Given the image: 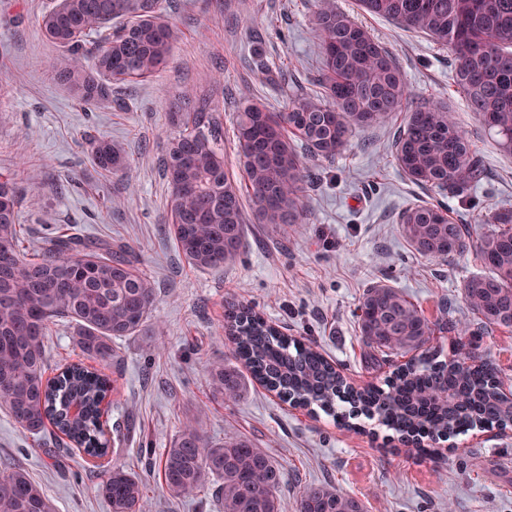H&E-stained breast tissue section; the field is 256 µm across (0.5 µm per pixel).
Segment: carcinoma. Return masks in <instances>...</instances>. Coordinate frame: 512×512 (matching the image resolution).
<instances>
[{
	"mask_svg": "<svg viewBox=\"0 0 512 512\" xmlns=\"http://www.w3.org/2000/svg\"><path fill=\"white\" fill-rule=\"evenodd\" d=\"M361 8L427 35L448 48L454 81L488 131L512 152V0H359ZM315 31L322 48L318 94L291 96L273 112L249 99L236 113L238 155L254 223L272 230L308 220L310 164L332 161L353 133L388 122L412 91L391 52L361 25L316 0ZM163 0H59L36 18L43 34L67 54L59 77L84 105L112 99V86L155 76L169 64L176 39L161 18ZM95 35L94 48L86 38ZM189 110L167 113L178 128L163 159L176 245L189 265L220 270L241 256L246 214L237 181L225 171L224 118L212 96L185 93ZM96 167L125 173L129 163L112 142L90 137ZM394 159L420 186L465 193L484 176L481 158L452 113L439 104L418 106L399 129ZM33 189L20 175L0 176V404L31 436L51 422L61 444L88 461L109 455L112 436L103 416L119 393L112 378L83 361L45 377L51 325L65 317L80 327L86 358L110 364L112 341L142 333L152 318L155 283L135 251L118 241L85 243L77 235H48L35 252L21 248L19 201ZM482 231L458 224L441 202L404 209L401 234L422 257L441 260L471 250L488 273L463 287L472 318L432 322L401 290L369 287L359 305V329L372 363L392 354L418 353L383 387L350 385L326 357L278 332L247 306L228 305L225 329L233 363L208 368L212 394L227 402L254 383L301 407L335 414L347 403L403 439L436 440L469 430L512 426V399L499 391L497 368L458 350L432 346L435 333L455 346L463 336L512 330V208H490ZM162 485L174 498L209 488L219 512H286L281 465L246 438L207 440L188 420L160 459ZM95 493L110 512H143L145 487L114 461L98 473ZM0 512H52L27 472L0 473ZM296 512H366L361 499L329 484L303 487Z\"/></svg>",
	"mask_w": 512,
	"mask_h": 512,
	"instance_id": "1",
	"label": "carcinoma"
}]
</instances>
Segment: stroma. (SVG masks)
<instances>
[{
  "instance_id": "1",
  "label": "stroma",
  "mask_w": 512,
  "mask_h": 512,
  "mask_svg": "<svg viewBox=\"0 0 512 512\" xmlns=\"http://www.w3.org/2000/svg\"><path fill=\"white\" fill-rule=\"evenodd\" d=\"M54 0H0V173L27 167L36 184L20 211L30 246L47 233L128 243L151 275L156 303L149 329L159 351L141 337L114 341L123 371L121 411L112 458L144 484V512H218L204 497L174 498L163 488L161 454L182 424L202 420L214 442L252 440L283 467L280 494L295 505L303 486L327 483L359 497L367 512H512V430H471L440 442V456L403 446L377 420L293 408L261 386L234 403L214 399L206 367L229 357L224 303L253 307L282 332L306 337L356 387L383 384L404 356L373 365L357 323L364 290L399 288L430 319L471 313L463 286L482 266L473 252L433 261L402 237L398 213L420 200L445 202L460 224H476L491 207L512 208V154L469 112L448 51L428 37L336 0L386 46L400 65L415 103L448 107L479 153L487 176L463 196L412 184L397 167L392 143L400 121L355 133L333 163L313 167L308 223L287 232L247 227L241 259L221 271L191 268L172 237L161 164L175 129L173 102L191 89L216 87L215 102L232 120L242 102L260 98L271 110L305 90L321 62L314 0H166L163 18L178 33L168 67L120 84V107L80 105L57 75L63 50L36 24ZM261 42L271 69H257L251 48ZM112 141L128 156L127 175L96 168L87 135ZM494 364L512 389V331L463 346ZM21 469L49 497L54 512H109L92 487L81 455L53 458L0 410V471Z\"/></svg>"
}]
</instances>
